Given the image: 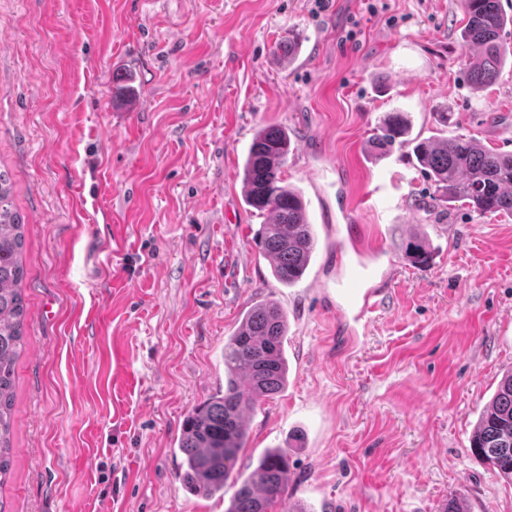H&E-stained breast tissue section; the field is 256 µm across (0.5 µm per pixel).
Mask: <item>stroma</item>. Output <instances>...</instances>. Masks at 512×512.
Here are the masks:
<instances>
[{"mask_svg":"<svg viewBox=\"0 0 512 512\" xmlns=\"http://www.w3.org/2000/svg\"><path fill=\"white\" fill-rule=\"evenodd\" d=\"M465 23L460 0H0V168L27 220L7 512H224L234 486L189 494L175 442L264 299L288 315V383L239 466L287 449L289 501L313 512H512L470 448L512 370V214L441 202L409 147L370 148L404 112L419 138L512 152V65L474 90ZM266 124L292 133L283 178L317 235L291 286L243 199ZM358 262L391 284L351 335L336 288Z\"/></svg>","mask_w":512,"mask_h":512,"instance_id":"35a3bbf8","label":"stroma"}]
</instances>
